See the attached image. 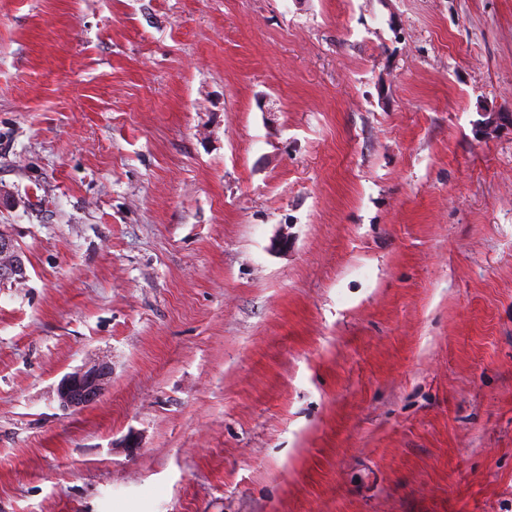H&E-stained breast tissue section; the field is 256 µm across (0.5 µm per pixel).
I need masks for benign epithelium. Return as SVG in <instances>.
Returning <instances> with one entry per match:
<instances>
[{
	"mask_svg": "<svg viewBox=\"0 0 512 512\" xmlns=\"http://www.w3.org/2000/svg\"><path fill=\"white\" fill-rule=\"evenodd\" d=\"M26 279L27 274L20 270L15 239L0 231V281L16 284ZM111 383V363L104 359L90 362L59 380L56 386L59 407L65 412H81L99 402Z\"/></svg>",
	"mask_w": 512,
	"mask_h": 512,
	"instance_id": "benign-epithelium-1",
	"label": "benign epithelium"
}]
</instances>
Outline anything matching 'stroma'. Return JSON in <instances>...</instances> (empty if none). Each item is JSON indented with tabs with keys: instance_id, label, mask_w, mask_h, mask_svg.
<instances>
[{
	"instance_id": "obj_1",
	"label": "stroma",
	"mask_w": 512,
	"mask_h": 512,
	"mask_svg": "<svg viewBox=\"0 0 512 512\" xmlns=\"http://www.w3.org/2000/svg\"><path fill=\"white\" fill-rule=\"evenodd\" d=\"M0 230V512H512V0H0ZM19 249L15 239L0 231V281L4 284L22 283L27 279L26 267L20 263ZM20 265L24 271L21 274ZM112 383V365L98 359L64 375L56 386L61 410L81 412L100 401Z\"/></svg>"
}]
</instances>
